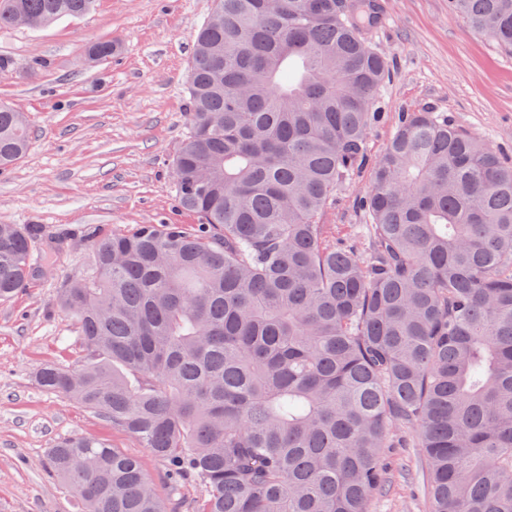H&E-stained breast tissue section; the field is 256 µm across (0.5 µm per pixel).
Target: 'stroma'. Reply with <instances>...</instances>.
<instances>
[{"label": "stroma", "instance_id": "obj_1", "mask_svg": "<svg viewBox=\"0 0 512 512\" xmlns=\"http://www.w3.org/2000/svg\"><path fill=\"white\" fill-rule=\"evenodd\" d=\"M370 31L389 61L381 117L367 143L378 155L402 113L430 109L475 134L512 163V55L473 36L449 16L448 0H379ZM213 0H96L92 11L46 27L0 29V100L26 113L28 153L0 171V224H34L33 248L52 252L50 273L0 303V512H80V503L44 465L48 448L76 434L137 458L163 498L174 490L149 449L83 406L42 390L47 362L75 365L74 317L53 303L60 282L89 265L87 229L107 234L141 224L193 226L170 166L189 132L187 99L194 36ZM117 51L85 59L95 41ZM371 183L360 169L326 212L330 224H364L360 200ZM385 489L369 512H429L422 449L392 448Z\"/></svg>", "mask_w": 512, "mask_h": 512}]
</instances>
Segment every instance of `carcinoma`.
Wrapping results in <instances>:
<instances>
[{"mask_svg": "<svg viewBox=\"0 0 512 512\" xmlns=\"http://www.w3.org/2000/svg\"><path fill=\"white\" fill-rule=\"evenodd\" d=\"M94 2L0 0V28ZM448 13L512 52V0ZM379 19L374 0H216L199 27L171 167L199 224L88 233L92 270L56 291L84 355L37 383L200 496L169 507L136 458L74 435L46 466L84 512H368L401 432L428 461L430 512H512V165L426 108L369 159ZM29 146L0 103V170ZM364 166L358 245L323 216ZM32 242L0 224V302L50 267Z\"/></svg>", "mask_w": 512, "mask_h": 512, "instance_id": "cac0c4a2", "label": "carcinoma"}]
</instances>
